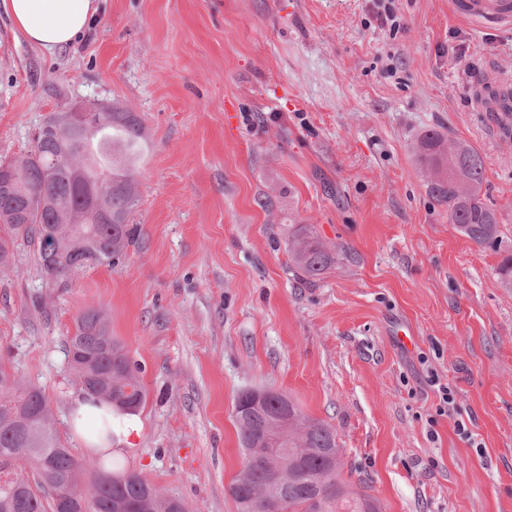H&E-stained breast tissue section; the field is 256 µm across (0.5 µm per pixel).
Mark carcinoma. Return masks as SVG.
Here are the masks:
<instances>
[{
	"mask_svg": "<svg viewBox=\"0 0 512 512\" xmlns=\"http://www.w3.org/2000/svg\"><path fill=\"white\" fill-rule=\"evenodd\" d=\"M37 132L28 154L8 163L16 189L0 194V271L10 268L20 241L32 248L40 273L53 270L57 282L91 264L114 265L136 233L129 218L139 194L124 190L121 183L135 181L148 149L141 121L131 112H114L112 121L95 133L43 124ZM419 156L434 174L431 191L448 207L449 221L474 243L497 247L498 219L481 198L482 156L436 131L422 137ZM103 158L112 163L116 185L93 197L87 182L98 178L96 165ZM290 252L295 269L308 282L321 279L334 261L332 250L311 227L291 243ZM66 352L83 393L96 395L103 380L113 376V405L135 411L142 404L137 370L112 337L102 311L91 307L80 315ZM235 421L243 449L259 445L267 434L287 436L290 448L309 449L300 458L288 456L287 512H308L314 492L321 497V512H382L373 495L353 492L339 479L342 464L333 427L306 418L288 397L272 394L261 412ZM86 472L94 474L88 512H112L119 497L135 501L139 512H165L167 495L159 491L146 496L153 485L126 472L119 461H112V473L126 480L110 485L102 458L76 460L58 438L43 392L0 366V512H58V494H80L78 484ZM266 479L268 468L247 460L230 488L238 512H268L267 502L254 492Z\"/></svg>",
	"mask_w": 512,
	"mask_h": 512,
	"instance_id": "1",
	"label": "carcinoma"
}]
</instances>
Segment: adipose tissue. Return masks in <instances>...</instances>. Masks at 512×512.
Instances as JSON below:
<instances>
[{
  "instance_id": "ef3b65f1",
  "label": "adipose tissue",
  "mask_w": 512,
  "mask_h": 512,
  "mask_svg": "<svg viewBox=\"0 0 512 512\" xmlns=\"http://www.w3.org/2000/svg\"><path fill=\"white\" fill-rule=\"evenodd\" d=\"M96 11V0H0V12L22 37L49 53L71 46ZM70 425L86 451L117 458L133 449L143 429L137 413L99 408L82 396L73 401Z\"/></svg>"
}]
</instances>
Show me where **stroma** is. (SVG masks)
<instances>
[{
  "label": "stroma",
  "instance_id": "obj_1",
  "mask_svg": "<svg viewBox=\"0 0 512 512\" xmlns=\"http://www.w3.org/2000/svg\"><path fill=\"white\" fill-rule=\"evenodd\" d=\"M385 3L398 27L374 0H98L53 54L0 13V159L86 100L134 112L151 144L120 263L54 284L21 245L0 274V365L44 392L77 460L65 342L94 306L145 389L125 469L189 512H237L247 389L331 425L342 479L385 512H512V130L474 103L512 81V27ZM432 130L481 154L501 250L431 195ZM305 226L335 256L312 284L288 254Z\"/></svg>",
  "mask_w": 512,
  "mask_h": 512
}]
</instances>
